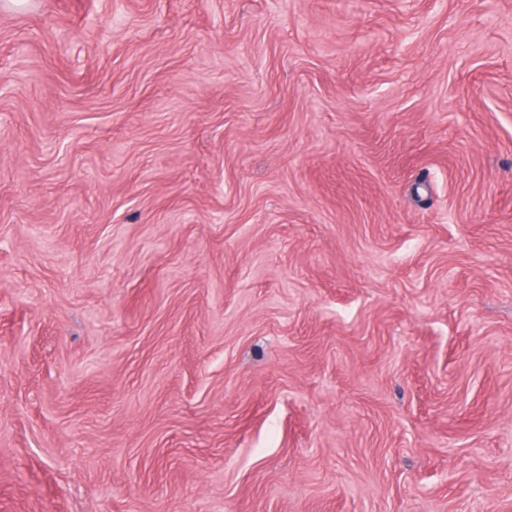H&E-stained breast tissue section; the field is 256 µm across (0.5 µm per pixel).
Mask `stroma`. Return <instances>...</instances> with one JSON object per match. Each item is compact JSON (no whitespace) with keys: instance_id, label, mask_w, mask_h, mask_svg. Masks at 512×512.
Here are the masks:
<instances>
[{"instance_id":"1","label":"stroma","mask_w":512,"mask_h":512,"mask_svg":"<svg viewBox=\"0 0 512 512\" xmlns=\"http://www.w3.org/2000/svg\"><path fill=\"white\" fill-rule=\"evenodd\" d=\"M0 512H512V0L0 5Z\"/></svg>"}]
</instances>
